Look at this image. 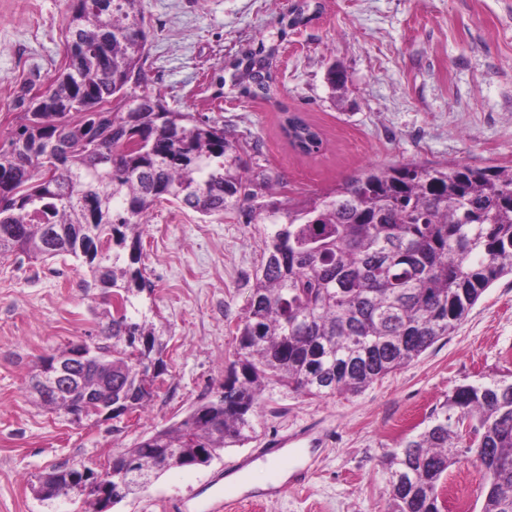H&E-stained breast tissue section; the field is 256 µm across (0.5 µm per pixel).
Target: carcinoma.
<instances>
[{"label": "carcinoma", "mask_w": 512, "mask_h": 512, "mask_svg": "<svg viewBox=\"0 0 512 512\" xmlns=\"http://www.w3.org/2000/svg\"><path fill=\"white\" fill-rule=\"evenodd\" d=\"M317 14L298 0L268 41L224 61L218 95L271 100L281 44ZM147 45L141 0H72L66 65L42 96L21 95L24 112L0 145V256L70 255L86 269L83 288L108 305L91 343L122 402L114 419L145 409L166 371V329L134 302L152 292L142 263L150 210L170 201L264 226L224 391L116 456L131 465L128 496L194 466L199 448L213 457L249 443L268 389L359 394L453 333L512 274V167L411 162L291 199L279 175L252 166L258 144L149 88ZM280 129L298 154L323 149L296 112H282ZM66 393L33 390L39 406L79 422ZM464 461L483 470L481 512H512V379L455 388L388 456L387 512H446L442 481Z\"/></svg>", "instance_id": "cac0c4a2"}]
</instances>
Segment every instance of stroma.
Masks as SVG:
<instances>
[{"label": "stroma", "instance_id": "obj_1", "mask_svg": "<svg viewBox=\"0 0 512 512\" xmlns=\"http://www.w3.org/2000/svg\"><path fill=\"white\" fill-rule=\"evenodd\" d=\"M294 2L142 0L151 88L259 141L256 163L279 174L295 199L370 167L512 166V0H320V13L280 50L272 100H214L224 59L267 38ZM70 9L69 0H0V145L17 125L22 87L44 91L64 68ZM335 63L349 76L337 92L326 80ZM285 109L320 128V153L288 146ZM261 239L260 225L170 203L147 215L143 255L156 320L167 328V371L147 412L78 423L36 406L30 381L41 357L96 333L84 272L70 256L0 258V512H86L83 492L39 497V477L55 467L101 470L221 394ZM492 375L512 376V275L487 288L450 336L362 393L267 392L253 440L209 465L163 472L110 512H206L231 458L262 455L269 438L310 427L323 443L287 464L310 467V480L280 495L231 493L228 512H385L386 454L449 391ZM446 484L481 512L479 468L451 469Z\"/></svg>", "mask_w": 512, "mask_h": 512}]
</instances>
